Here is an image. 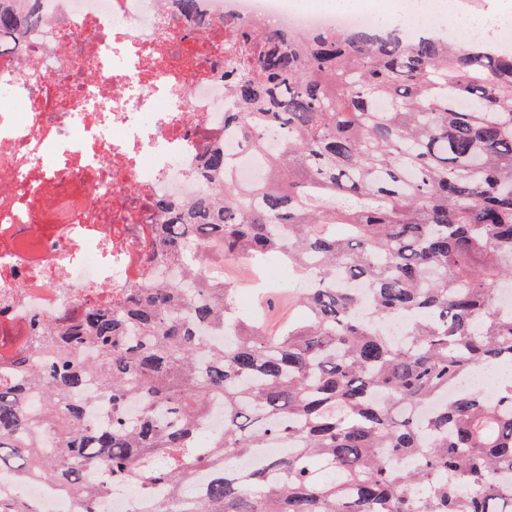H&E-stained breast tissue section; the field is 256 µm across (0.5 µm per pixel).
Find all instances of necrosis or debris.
<instances>
[{"label":"necrosis or debris","mask_w":512,"mask_h":512,"mask_svg":"<svg viewBox=\"0 0 512 512\" xmlns=\"http://www.w3.org/2000/svg\"><path fill=\"white\" fill-rule=\"evenodd\" d=\"M39 16L20 50L0 55V367L45 349L35 324L111 308L128 288L158 284L157 197L187 201L204 183L208 146L224 142L234 181L254 185L263 155L237 153L224 131L242 51L230 28L262 20L282 32L348 31L364 10L312 12L299 0H30ZM66 203L58 223L43 196ZM83 479L98 512H146V499ZM0 495L37 512L81 502L35 471L0 469Z\"/></svg>","instance_id":"necrosis-or-debris-1"}]
</instances>
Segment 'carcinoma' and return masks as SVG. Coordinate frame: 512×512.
Listing matches in <instances>:
<instances>
[{"label":"carcinoma","mask_w":512,"mask_h":512,"mask_svg":"<svg viewBox=\"0 0 512 512\" xmlns=\"http://www.w3.org/2000/svg\"><path fill=\"white\" fill-rule=\"evenodd\" d=\"M28 4L0 0V52L39 23ZM232 33L263 46L224 126L247 150L265 128L283 134L256 197L211 147L203 192L157 205V256L182 278L46 324L47 350L0 372V467L42 469L83 512L90 461L176 499L210 475L187 512H512V385L449 394L512 364V301L499 300L512 285V49L398 26ZM228 258L288 262L304 319L272 333L241 316L236 283L204 275ZM399 321L403 338L382 331ZM92 373L110 404L101 424L86 418ZM33 386L57 439L48 455L21 409ZM214 405L224 427L211 432Z\"/></svg>","instance_id":"obj_1"}]
</instances>
